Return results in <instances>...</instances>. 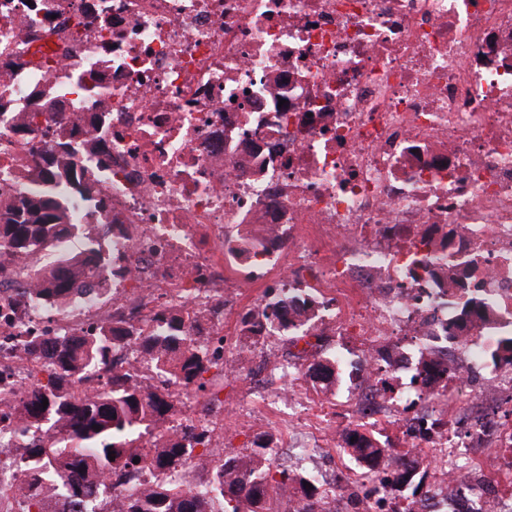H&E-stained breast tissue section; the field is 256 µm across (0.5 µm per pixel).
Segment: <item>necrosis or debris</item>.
<instances>
[{
  "label": "necrosis or debris",
  "mask_w": 512,
  "mask_h": 512,
  "mask_svg": "<svg viewBox=\"0 0 512 512\" xmlns=\"http://www.w3.org/2000/svg\"><path fill=\"white\" fill-rule=\"evenodd\" d=\"M49 110L71 177L95 186L79 221L112 264L62 314L0 271L5 512L26 446L15 407L51 363L29 337L141 325L161 306L220 336L210 307L239 317L247 287L281 302L289 335L359 337L336 386L360 433L432 456L418 512H512V367L475 351L512 330V0H0V205L51 157ZM468 282L484 304L462 318ZM112 356L183 397L141 354ZM258 359L248 391L295 438L274 462L346 488L326 454L345 432L335 404L298 360ZM195 426L223 446V418L192 405L143 444ZM349 491L352 512H391L370 480Z\"/></svg>",
  "instance_id": "necrosis-or-debris-1"
}]
</instances>
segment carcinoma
<instances>
[{"label":"carcinoma","instance_id":"carcinoma-1","mask_svg":"<svg viewBox=\"0 0 512 512\" xmlns=\"http://www.w3.org/2000/svg\"><path fill=\"white\" fill-rule=\"evenodd\" d=\"M57 152L61 156L55 165L41 169L51 189L43 196L22 191L12 204L0 210V268L20 255L52 251L71 237L82 239L84 250L77 255H60L57 266L46 272L29 270L43 280L36 300L55 305L57 313L62 314L73 288V269L80 265L107 266L110 256L89 228L72 223V212L95 197L90 184H75L70 178L66 155L72 153L71 143H58ZM241 322L242 330L251 334L263 328L274 331L283 324L275 301L255 312H245ZM125 343L138 345L155 368L184 388L205 390V374L219 367L218 359L198 337L190 335L186 322L167 308L154 312L149 323L140 328L106 324L84 336L31 341L30 354L36 357L51 351L55 369L44 385L19 404V433L25 436L32 429L49 427L61 438L56 448L33 442L25 449L27 463L19 489L27 512H48L43 490L51 487L72 502V512H99L95 499L106 492V477H111L116 486L146 467L162 475L195 450H200L202 456L208 452L209 437L203 430L143 449L142 431L164 422L176 411V404L167 395L146 392L129 374L112 373L110 390L81 404L63 393L65 383L103 368L109 351ZM486 357L494 365L511 364L512 335L500 337L497 345L486 351ZM335 371L336 364L328 360L312 362L305 368L306 375L321 380L332 377ZM44 398L48 400L45 408ZM271 441L272 437L261 436L245 452L224 455L215 476L183 488L170 487L159 478L148 491L125 495L123 512H336V492L324 488L309 472L274 467L269 458ZM111 451L113 461L108 458ZM348 452L361 473L391 487L399 496L407 493L416 477L427 475L414 459L399 463L389 477H384L378 460L388 454L398 459L402 455L364 436ZM135 459L139 463H133ZM280 489L293 491L292 497L276 494Z\"/></svg>","mask_w":512,"mask_h":512}]
</instances>
